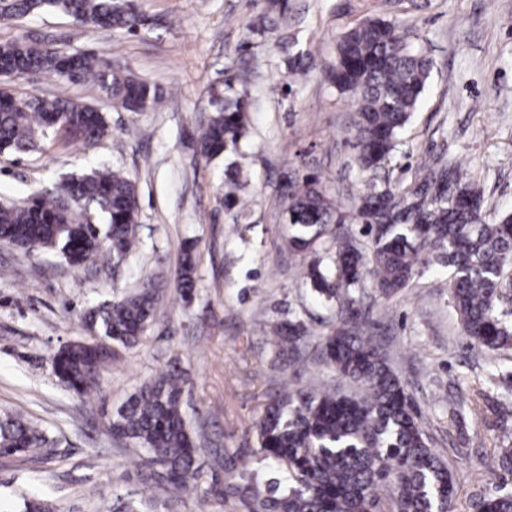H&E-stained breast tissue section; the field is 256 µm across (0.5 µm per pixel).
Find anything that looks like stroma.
I'll return each mask as SVG.
<instances>
[{
    "instance_id": "35a3bbf8",
    "label": "stroma",
    "mask_w": 512,
    "mask_h": 512,
    "mask_svg": "<svg viewBox=\"0 0 512 512\" xmlns=\"http://www.w3.org/2000/svg\"><path fill=\"white\" fill-rule=\"evenodd\" d=\"M286 20L265 36L248 25L268 0H141L161 24L133 36L79 27L43 14L0 18V41L29 31L71 34L70 52L95 50L154 83L155 109L108 108V137L89 146L46 142L42 151L0 153V202L104 163L123 169L139 196V253L120 267L70 266L54 251L0 244V417L20 412L53 437L51 455L0 458V505L21 512L40 499L52 512H100L116 499L145 512L202 510L208 486L167 490L152 471L132 466L133 444L113 438L105 417L171 363L183 370L184 418L209 462V449L254 445L268 395L312 378L333 380L316 351L330 320L302 282L306 260L288 249L279 222V188L289 168L315 173L336 207L352 209L370 182L405 187L430 157L467 168L488 210H512V0H288ZM403 20L408 41L435 61L421 108L388 169L362 171L352 147L356 106L324 81L320 68L338 36L369 18ZM316 64L293 81L289 55ZM247 89V213L224 205V161L200 158L192 136L210 116L225 81ZM293 83L291 94L282 85ZM197 245V292L183 302L171 286L185 242ZM164 296L143 342L100 373L99 389L75 398L50 359L80 339L86 310L123 296L146 279ZM375 336L420 413L429 442L458 487L454 512H470L473 493L512 490L493 468L512 444L497 393L512 388V352L474 346L463 335L445 269L420 267L413 286L389 299L366 298ZM305 320L303 359L274 356L271 325Z\"/></svg>"
}]
</instances>
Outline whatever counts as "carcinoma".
Listing matches in <instances>:
<instances>
[{
    "mask_svg": "<svg viewBox=\"0 0 512 512\" xmlns=\"http://www.w3.org/2000/svg\"><path fill=\"white\" fill-rule=\"evenodd\" d=\"M8 16L25 19L58 13L80 26L137 34L154 22L140 0H8ZM288 0L254 20L250 31L264 35L286 15ZM434 66L410 46L401 25L367 18L345 31L327 77L357 104L356 161L376 171L392 162L400 134L420 106ZM0 67L56 77L65 85H91L105 105L127 112L155 106V86L134 76L103 53L76 57L25 36L0 43ZM288 72L306 77L311 54L287 60ZM212 115L196 130L199 155L222 154L224 206L240 207L246 159L247 93L227 86L211 103ZM109 134L103 113L61 93L0 98V152L26 154L47 141L92 144ZM70 197L79 209L60 204L59 191L38 193L21 207L0 204V242L29 251H59L75 268L97 261L126 260L139 245V197L126 172L106 165L74 176ZM282 219L290 226L288 247L311 259L302 280L318 305L336 317L320 353L336 378L355 384L293 387L268 397L256 424L258 447L214 449L206 494L224 512H451L457 486L447 464L430 448L418 413L387 355L370 335L361 309L367 281L385 298L411 287L418 266L448 268L451 297L464 335L492 351L512 348V213L487 215L481 192L460 164L433 159L403 192L369 185L354 217L367 246L341 237L335 225L347 216L336 210L319 180L298 172L281 185ZM196 254L188 246L172 284L184 302L196 292ZM162 299L159 284L89 309L88 338L60 347L52 356L54 376L79 396L97 390L100 369L119 348H133L147 335ZM309 335L301 319L273 324V343L282 361L299 359ZM185 381L173 364L144 383L115 409L112 436L143 451L141 465L157 466L168 488L194 485L201 473L199 448L183 416ZM54 441L21 414L0 418V457L47 453ZM259 457L255 469L248 459ZM473 512H512V493L478 495Z\"/></svg>",
    "mask_w": 512,
    "mask_h": 512,
    "instance_id": "carcinoma-1",
    "label": "carcinoma"
}]
</instances>
